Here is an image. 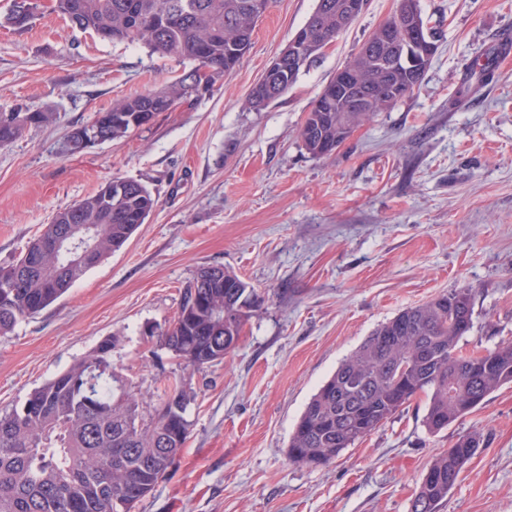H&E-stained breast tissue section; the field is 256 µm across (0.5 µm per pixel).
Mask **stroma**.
<instances>
[{
    "label": "stroma",
    "instance_id": "stroma-1",
    "mask_svg": "<svg viewBox=\"0 0 512 512\" xmlns=\"http://www.w3.org/2000/svg\"><path fill=\"white\" fill-rule=\"evenodd\" d=\"M437 53L414 94L325 158L299 129L311 101L396 8L367 0L350 29L267 107L245 99L316 0H273L232 75L127 137L67 156L74 127L161 88L189 63L73 29L39 0L28 28L0 0V111L52 112L0 147V265L60 210L116 177L158 203L128 243L61 298L0 336V410L111 339L116 374L143 404L185 376L158 345L198 268L266 296L235 350L189 376L190 434L135 512H411L426 468L460 435L482 445L440 512H512V384L440 433L419 395L324 465L290 462L310 398L399 311L473 292L472 352L512 341V0H419Z\"/></svg>",
    "mask_w": 512,
    "mask_h": 512
}]
</instances>
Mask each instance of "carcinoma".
Returning <instances> with one entry per match:
<instances>
[{
    "mask_svg": "<svg viewBox=\"0 0 512 512\" xmlns=\"http://www.w3.org/2000/svg\"><path fill=\"white\" fill-rule=\"evenodd\" d=\"M52 9L78 30L102 39L142 44L152 53L194 63L188 74L207 89L230 76L251 45L261 19L255 0H52ZM346 0H317L303 25L315 48L295 66L273 78L276 92L249 94L246 105L258 110L279 97L309 66L318 51L352 24L343 16ZM415 0H398L396 12L373 30L372 43L359 47L344 64L354 83L330 102L316 96L300 129L305 150L331 155L362 123L392 109V94L407 98L415 87L409 69L391 70L385 60L398 52L419 57L422 42L405 36L397 11ZM35 0H14L7 22L25 28L34 17ZM186 78L159 91L120 99L94 115L90 126L107 140L123 138L143 127L140 116L154 118L181 101L193 99ZM370 104L354 105L357 95ZM52 112H0V146L15 141L29 126L48 125ZM87 126L70 131L63 154L83 151ZM156 200L142 183L128 179L123 195L112 183L58 212L28 242L19 258L0 267V279L21 286L0 289V335L47 308L74 283L120 250L145 223ZM60 236L82 240L91 249L84 262L52 247ZM262 296L222 266L201 267L186 288L173 322L160 332L159 345L200 372L216 356L231 353L242 335L247 311ZM468 288L440 294L400 311L377 328L336 369L306 405L288 444L294 463L326 464L383 425L420 393L428 396L424 424L439 432L463 418L500 387L512 383V342L482 354L458 349L472 325ZM112 339L35 389L26 401L0 414V512H132L167 475L190 433L187 410L194 393L183 380L169 381L158 403L143 411L112 373ZM181 428L178 443L165 447L167 430L159 408ZM480 439L459 437L430 463L412 502L411 512H439L459 475L476 454Z\"/></svg>",
    "mask_w": 512,
    "mask_h": 512,
    "instance_id": "obj_1",
    "label": "carcinoma"
}]
</instances>
